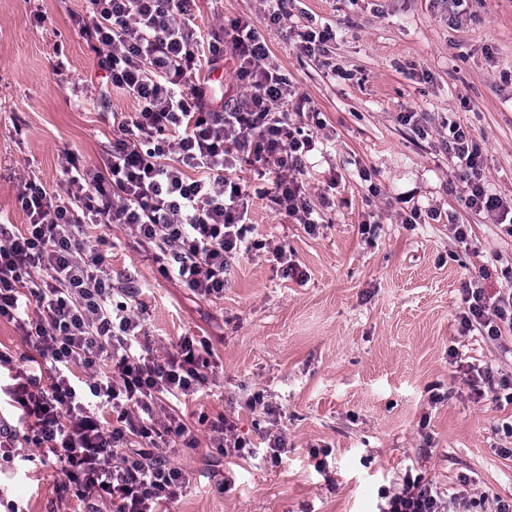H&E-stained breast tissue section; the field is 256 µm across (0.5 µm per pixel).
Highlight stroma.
I'll use <instances>...</instances> for the list:
<instances>
[{
    "label": "stroma",
    "mask_w": 512,
    "mask_h": 512,
    "mask_svg": "<svg viewBox=\"0 0 512 512\" xmlns=\"http://www.w3.org/2000/svg\"><path fill=\"white\" fill-rule=\"evenodd\" d=\"M85 0H0V225L25 231L21 181L60 191L62 156L103 166L113 114L136 100L106 87L74 18ZM264 0H195L197 32L257 20L270 60L324 123L301 176L316 233L252 195L250 249L224 295L205 298L160 273L154 248L124 224H85L118 288L136 287L156 355L182 336L210 343L220 384L175 402L196 450L172 460L190 480L171 512H378L407 474L433 478L471 512L512 500V402L476 382L474 367L512 380V337L462 333V288L489 269L505 288L512 236L467 208L448 127L480 145L490 192L512 198V0H288L293 28L328 26V56L300 55L285 31L260 23ZM427 113L424 126L404 122ZM329 205H322V198ZM418 223H410L411 215ZM370 232H362V225ZM467 225L466 243L452 227ZM284 245L277 261L267 243ZM294 273H287V266ZM263 392L276 419L246 401ZM224 414L254 445L225 462L200 414ZM288 438L267 460L269 423ZM327 450L316 468L313 450ZM50 466L0 468V499L22 512H87Z\"/></svg>",
    "instance_id": "obj_1"
}]
</instances>
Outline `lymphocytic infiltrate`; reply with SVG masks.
I'll return each instance as SVG.
<instances>
[{
  "label": "lymphocytic infiltrate",
  "instance_id": "1",
  "mask_svg": "<svg viewBox=\"0 0 512 512\" xmlns=\"http://www.w3.org/2000/svg\"><path fill=\"white\" fill-rule=\"evenodd\" d=\"M80 35L114 88L139 110L118 121L119 136L103 168L64 155L62 193L22 182L18 199L25 232L0 228V320L36 338L31 367L15 371L9 388L22 416L35 425L18 435L0 418V461L15 460L17 440L47 449L63 486L82 500L109 499L112 512H169L189 480L172 464L173 443L196 449L198 439L171 408L216 383L205 339L180 337L158 358L141 342L142 319L115 290L83 224H125L155 244L154 259L198 295L224 294L231 259L248 246L251 193L234 179L242 164L272 168L266 189L274 210L315 231L309 192L298 178L315 148L312 130L294 122L306 101L269 62V48L250 20L235 19L210 40L195 33L191 0H88ZM238 60L236 78L248 91L239 103L212 109V90L193 84L200 61ZM448 148L461 170L465 203L512 235V201L488 191L482 150L471 132L450 125ZM460 325L491 339L512 335V290L489 294L483 276L463 290ZM37 316H30V308ZM379 512H448L431 478L409 476L386 492Z\"/></svg>",
  "mask_w": 512,
  "mask_h": 512
}]
</instances>
